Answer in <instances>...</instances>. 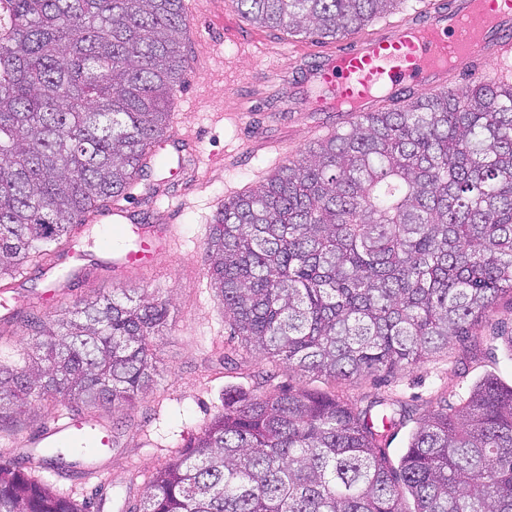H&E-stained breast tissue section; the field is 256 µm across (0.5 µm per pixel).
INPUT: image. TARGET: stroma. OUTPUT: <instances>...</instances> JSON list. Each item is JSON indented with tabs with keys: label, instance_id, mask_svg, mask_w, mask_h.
<instances>
[{
	"label": "stroma",
	"instance_id": "obj_1",
	"mask_svg": "<svg viewBox=\"0 0 512 512\" xmlns=\"http://www.w3.org/2000/svg\"><path fill=\"white\" fill-rule=\"evenodd\" d=\"M185 71L174 93L175 133H191L192 142L166 144L143 184L160 186L151 205L127 201L131 223L96 221L81 231L73 252L53 262H35L10 280L1 294L0 357L14 355L27 339L22 320L29 310L52 320L81 300L115 288L162 293L171 301L170 328L154 338L158 375L149 392L117 413H104L112 445L93 457H75V473L61 477L56 465L38 470L41 480L59 492L94 499L93 512H126L140 497L148 477L185 449L224 408V393L243 388L269 395L292 388L338 394L358 408L382 397L405 402L409 418L392 428L386 453L398 462L415 420L445 398L456 403L485 374L512 383V350L498 328L512 331V295L497 300L488 321L468 344L451 343L418 366H402L385 377L355 378L336 384L313 378L244 348L229 339L224 310L210 285L208 226L224 200L257 187L304 148L343 127L335 112H313L307 76L336 40L317 44L288 37L283 30L259 26L242 17L233 0H200L187 14ZM220 167L206 170L208 159ZM172 217L175 237L157 259L156 271H113L103 233L129 236L142 213ZM56 407L44 406L0 422V460L17 463L29 454L26 438L45 430Z\"/></svg>",
	"mask_w": 512,
	"mask_h": 512
}]
</instances>
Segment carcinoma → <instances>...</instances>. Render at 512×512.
I'll return each mask as SVG.
<instances>
[{
  "label": "carcinoma",
  "mask_w": 512,
  "mask_h": 512,
  "mask_svg": "<svg viewBox=\"0 0 512 512\" xmlns=\"http://www.w3.org/2000/svg\"><path fill=\"white\" fill-rule=\"evenodd\" d=\"M406 0H233L256 24L340 39ZM183 0H0V281L132 198L169 130ZM211 278L231 338L316 378L417 366L465 342L512 294V84L361 112L224 202ZM169 299L114 289L55 324L27 315L0 360V422L53 404L118 412L155 382ZM306 388L224 393V411L128 512H512V384L488 375L417 421ZM412 498L413 507L406 506ZM0 463V512H91Z\"/></svg>",
  "instance_id": "carcinoma-1"
}]
</instances>
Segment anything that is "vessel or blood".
Wrapping results in <instances>:
<instances>
[{
    "mask_svg": "<svg viewBox=\"0 0 512 512\" xmlns=\"http://www.w3.org/2000/svg\"><path fill=\"white\" fill-rule=\"evenodd\" d=\"M451 58L457 61L454 72L472 75L511 59L512 0H433L411 21L387 24L324 57L308 79L320 93L318 108L354 117L415 86L449 87L452 72L438 65ZM169 236L170 227L162 222L141 227L138 246L115 253L113 268L153 267ZM45 435L55 446L112 445V432L102 421L65 413L53 418Z\"/></svg>",
    "mask_w": 512,
    "mask_h": 512,
    "instance_id": "b4317fda",
    "label": "vessel or blood"
}]
</instances>
